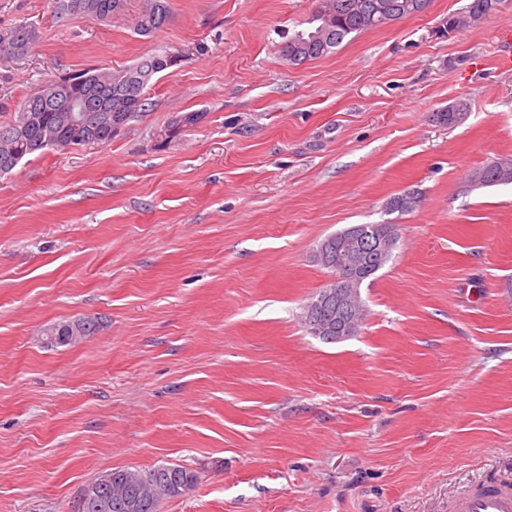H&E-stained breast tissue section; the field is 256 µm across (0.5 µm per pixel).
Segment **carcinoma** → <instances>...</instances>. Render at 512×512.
Wrapping results in <instances>:
<instances>
[{
  "label": "carcinoma",
  "instance_id": "1",
  "mask_svg": "<svg viewBox=\"0 0 512 512\" xmlns=\"http://www.w3.org/2000/svg\"><path fill=\"white\" fill-rule=\"evenodd\" d=\"M336 16L326 23L316 17L307 31H297L281 45V55L288 63L298 65L319 59L338 47L351 34L382 25L374 15L375 4L386 6L387 19L395 21L424 13L431 0H326ZM128 0H55L62 16H79L106 22L125 12ZM172 14L171 0H146L135 31L150 37L165 27ZM40 39L37 27L30 24L0 29V58H21L24 49H33ZM167 53H151L123 68L107 72L81 69L85 77L75 86L55 76L36 85L22 99L14 116L0 124V174L13 170L21 161L47 150H67L88 146H105L118 134L117 126L127 125L145 111L146 89L155 74L164 72ZM87 100L88 112H62L68 98ZM123 108L121 123H116L109 109ZM496 161L492 160L474 175L479 186H496ZM420 203L418 194L405 191L388 198L387 213H411ZM384 256L351 252L332 234L324 238L315 251V261L327 269L332 278L353 277L344 284L347 298L360 296L365 281L381 270L391 259ZM322 287L303 306L302 321L315 319L336 331L337 316L342 305L336 298L324 299ZM99 322L92 318L68 324H57L46 330L50 342L71 344L93 333ZM100 479L109 483L86 501L85 512H159L162 501L191 491L198 482L197 472L180 464H161L149 469L121 468L102 472Z\"/></svg>",
  "mask_w": 512,
  "mask_h": 512
}]
</instances>
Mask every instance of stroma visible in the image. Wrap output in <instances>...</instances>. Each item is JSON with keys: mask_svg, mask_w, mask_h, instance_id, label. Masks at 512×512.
I'll return each instance as SVG.
<instances>
[{"mask_svg": "<svg viewBox=\"0 0 512 512\" xmlns=\"http://www.w3.org/2000/svg\"><path fill=\"white\" fill-rule=\"evenodd\" d=\"M319 2L172 0L147 39L144 0L108 23L0 0V29L41 33L0 59V121L52 76L177 58L108 145L0 174V512L175 463L199 480L160 512H449L512 478V184L471 181L512 156V0L453 28L469 0H432L288 64ZM407 190L358 335L323 343L300 319L330 279L318 243ZM83 317L102 324L48 343ZM99 325V322L92 318L83 319L68 324H57L46 330L51 343L66 345L75 343L82 336H89Z\"/></svg>", "mask_w": 512, "mask_h": 512, "instance_id": "35a3bbf8", "label": "stroma"}]
</instances>
